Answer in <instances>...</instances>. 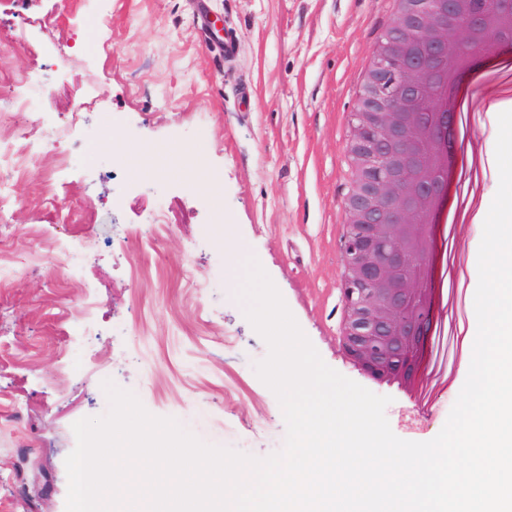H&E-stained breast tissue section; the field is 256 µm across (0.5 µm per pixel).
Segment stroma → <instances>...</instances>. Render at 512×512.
<instances>
[{"mask_svg":"<svg viewBox=\"0 0 512 512\" xmlns=\"http://www.w3.org/2000/svg\"><path fill=\"white\" fill-rule=\"evenodd\" d=\"M394 0H7L0 71L42 66L43 106L70 160L40 155L0 240L26 266L0 283V512H65L73 424L104 415L103 381L133 392L203 442L258 458L286 424L255 366L268 346L237 296L256 258L324 362L390 397L393 433L443 428L467 378L453 336L410 393L363 373L342 343L346 146L362 76ZM231 30L234 57L205 50L198 14ZM68 58L57 63L55 51ZM120 117L101 134L100 105ZM195 145L215 190L167 166ZM154 153H147V146ZM63 184L76 222L42 208ZM164 211L169 229L148 224ZM40 225L42 238L28 237ZM482 225L454 231L452 280L478 284Z\"/></svg>","mask_w":512,"mask_h":512,"instance_id":"1","label":"stroma"}]
</instances>
